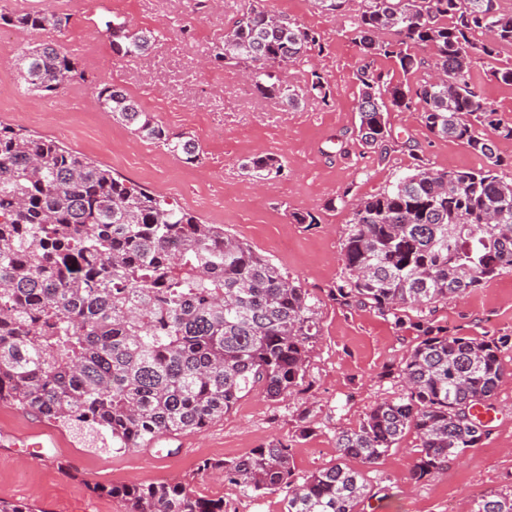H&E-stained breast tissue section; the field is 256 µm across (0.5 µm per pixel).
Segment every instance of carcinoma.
Wrapping results in <instances>:
<instances>
[{
	"label": "carcinoma",
	"mask_w": 512,
	"mask_h": 512,
	"mask_svg": "<svg viewBox=\"0 0 512 512\" xmlns=\"http://www.w3.org/2000/svg\"><path fill=\"white\" fill-rule=\"evenodd\" d=\"M314 2L338 17L348 0ZM362 2L352 29L366 60L361 144L386 156L388 112L418 101L430 133L466 144L488 165L437 170L421 161L374 195L353 199L346 188L325 202L326 210L351 206L344 276L329 298L375 310L397 327L410 322L422 339L397 367L403 393L340 431L331 464L298 477L291 444L281 440L200 462L199 471L219 470L253 494H284L286 512H357L373 487L350 461L374 465L409 432L420 448L412 479L443 474L487 435L474 410L492 405L504 373L508 338L459 336L434 325L432 314L512 269V182L497 174L503 159L483 132L512 139V124L484 108L467 81L482 64L512 85V65H492L512 46V12L496 0ZM69 20L0 4V24L20 30L61 33ZM106 28L124 57L146 53L159 37L109 21ZM318 46L315 31L251 6L211 58L249 73L260 98L295 106L294 90L267 67L286 71ZM421 46L445 79H428L413 95L367 63L383 55L412 74L423 62L411 48ZM312 76L309 94L328 102L329 87ZM77 77L84 72L53 43L23 54L20 79L30 92L52 95ZM97 101L140 137L187 163L201 160L193 137L167 129L119 85H104ZM242 168L259 180L283 171L267 153ZM319 332L311 293L223 225L201 223L83 153L0 124V402L66 429L84 448L146 449L163 436L202 431L253 390L272 402L301 392ZM100 492L125 512H226L224 499L201 497L184 482ZM473 512H512V490L480 496Z\"/></svg>",
	"instance_id": "1"
}]
</instances>
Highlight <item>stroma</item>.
Masks as SVG:
<instances>
[{
  "mask_svg": "<svg viewBox=\"0 0 512 512\" xmlns=\"http://www.w3.org/2000/svg\"><path fill=\"white\" fill-rule=\"evenodd\" d=\"M248 3L320 36L321 51L288 70L298 107L244 93L238 68L210 60L225 28ZM360 3L349 0L346 16L337 18L312 0H9L16 12L50 8L71 20L60 34L0 25L9 40L0 49V123L50 137L177 202L202 223L223 225L309 290L319 307L320 334L303 394L271 402L250 392L202 432L164 438L150 449L95 451L61 428L54 431L55 447L34 448L29 437L43 429L44 419L0 403V499L27 502L40 512H125L119 500L97 495L96 487L185 481L199 496L223 498L227 512H284L282 494L244 493L220 475L199 474V462L243 457L280 439L293 443L296 473L310 474L335 460L339 431L356 427L372 405L400 394L397 367L417 333L329 299V289L344 275L341 247L350 215L323 205L347 188L357 197L378 193L419 157L436 169L462 171L481 170L486 161L458 141L431 134L418 107L388 116L393 139L411 141L412 150L382 161L362 147L356 136L362 56L349 31ZM108 20L164 36L145 56L124 58L105 31ZM51 40L85 77L53 95L30 94L19 79L22 54ZM316 72L333 90L329 103L308 92ZM469 81L499 119L512 123V86L491 80L481 66L471 70ZM109 83L123 86L170 131L191 134L203 150L201 160L187 163L101 110L97 91ZM213 127L223 128V140L211 138ZM257 153L281 158L282 175L258 180L242 170ZM297 211L312 212L317 223H293ZM434 320L464 336L512 337V270L438 305ZM502 359L489 433L478 448L445 473L417 482L410 472L419 450L414 434H407L366 468L378 493L361 503L360 512H471L479 495L512 488V347ZM304 426L310 433L302 438Z\"/></svg>",
  "mask_w": 512,
  "mask_h": 512,
  "instance_id": "1",
  "label": "stroma"
}]
</instances>
